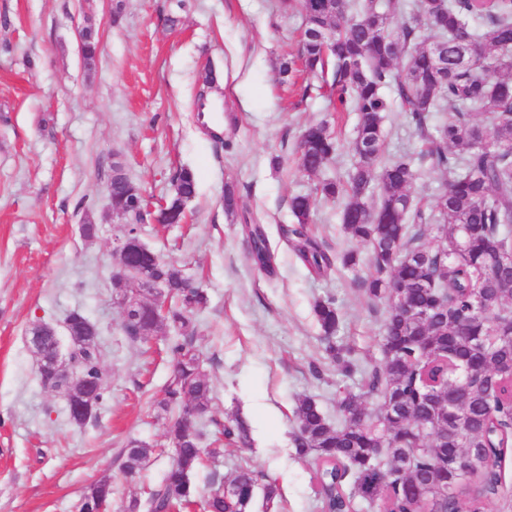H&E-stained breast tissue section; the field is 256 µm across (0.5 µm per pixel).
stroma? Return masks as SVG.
<instances>
[{
  "label": "stroma",
  "instance_id": "stroma-1",
  "mask_svg": "<svg viewBox=\"0 0 512 512\" xmlns=\"http://www.w3.org/2000/svg\"><path fill=\"white\" fill-rule=\"evenodd\" d=\"M302 19L277 0H0V512H77L83 488L112 481V512L159 489L170 453L152 456L140 479L121 471L129 441L163 444L155 394L172 370L163 336L133 344L120 331L123 303L112 284L122 216L105 186L113 162L152 204L172 191L177 168L196 170L188 223L139 227L141 240L177 263L209 295L196 345L214 384L212 414L238 417L249 446H229L192 477L207 487L248 462L276 481L275 512H319L313 463L295 454L299 396L336 415L337 375L313 315L335 297L339 343L371 366L381 359L382 314L356 284L370 268L349 238L340 208L318 204L312 229L331 252L356 251V270L314 276L279 233L291 197L343 176L348 152L319 175L300 172L296 145L309 123L331 121L351 142L355 114L336 116L318 88L301 95L279 65L296 52ZM99 38L86 68L78 34ZM216 75L205 87V70ZM238 204L224 210V186ZM96 224L94 238L81 224ZM265 225L276 274L250 262L244 225ZM81 310L99 329L108 372L95 422L73 424L44 389L28 349L34 324L62 328Z\"/></svg>",
  "mask_w": 512,
  "mask_h": 512
}]
</instances>
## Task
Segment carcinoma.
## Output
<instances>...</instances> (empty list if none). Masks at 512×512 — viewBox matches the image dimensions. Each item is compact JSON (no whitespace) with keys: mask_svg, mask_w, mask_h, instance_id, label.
<instances>
[{"mask_svg":"<svg viewBox=\"0 0 512 512\" xmlns=\"http://www.w3.org/2000/svg\"><path fill=\"white\" fill-rule=\"evenodd\" d=\"M280 6L300 7L303 19L299 53L281 62L280 74L290 81L298 72L316 78L334 111L358 116L346 178L294 195L292 223L280 233L309 273L322 275L337 261L353 270L356 253L334 257L309 231L317 199L339 204L346 233L369 248L372 272L361 289L383 304L381 362L363 371L357 389L338 391L334 422L313 398H298L296 453L313 462L321 512H356L361 504H378L383 512H488L512 448V375L494 372L495 364L512 361V343L501 335L503 312L512 309V0H280ZM405 11L409 20L393 27V14ZM425 27L433 36L422 34ZM386 87L409 112L419 150L385 153ZM438 112L452 117L436 125ZM340 148L328 122L312 123L299 137L298 166L315 175ZM426 165L445 175L432 206L411 193ZM110 180L112 212L126 218L122 235L132 241L119 262L151 270L178 297L163 322L143 314L120 324L131 343L164 327L176 333L169 344L174 370L155 404L166 414L167 439L181 448L147 506L151 512H248L262 480L269 507L279 496L276 483L246 464L219 487L201 491L191 480L205 459L223 453L202 446L204 428L216 427L215 444L224 438L241 445L249 429L242 419L222 425L211 414V378L194 342V317L207 308V292L135 244L150 204L130 193L136 184L121 163H113ZM172 184L158 210L164 224L185 220L183 200L197 193L195 171L176 170ZM245 229L253 265L272 272L264 225ZM313 311L331 365L351 376V352L336 342V299L316 301ZM84 319L73 310L65 322L73 340L71 374L89 384L95 401L92 422L103 404L106 371L98 337L85 332ZM466 448L475 459L451 481L448 453ZM154 453L130 441L126 477H140ZM104 505L112 506L106 478L83 494L79 512Z\"/></svg>","mask_w":512,"mask_h":512,"instance_id":"carcinoma-1","label":"carcinoma"}]
</instances>
